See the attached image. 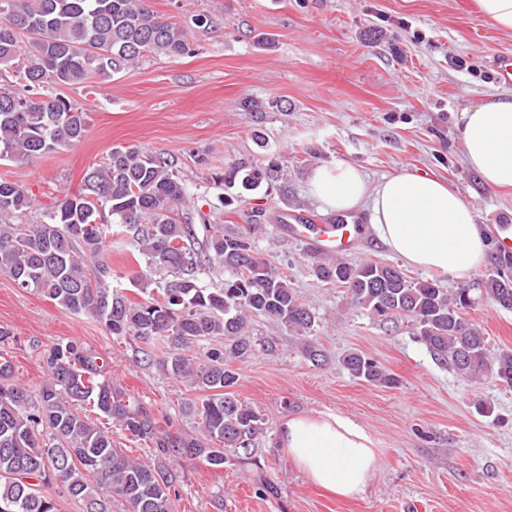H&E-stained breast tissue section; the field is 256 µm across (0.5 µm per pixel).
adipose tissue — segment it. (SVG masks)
Masks as SVG:
<instances>
[{
  "label": "adipose tissue",
  "mask_w": 512,
  "mask_h": 512,
  "mask_svg": "<svg viewBox=\"0 0 512 512\" xmlns=\"http://www.w3.org/2000/svg\"><path fill=\"white\" fill-rule=\"evenodd\" d=\"M463 153L485 186L512 188V98L487 95L457 117ZM328 210L369 208L377 239L403 264L469 279L487 260L489 242L473 207L440 179L403 170L370 183L355 165H322L309 180ZM280 443L314 485L346 498L363 494L378 455L367 430L323 412L283 420Z\"/></svg>",
  "instance_id": "obj_1"
}]
</instances>
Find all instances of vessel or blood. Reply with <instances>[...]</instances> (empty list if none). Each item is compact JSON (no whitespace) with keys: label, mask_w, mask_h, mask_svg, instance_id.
<instances>
[{"label":"vessel or blood","mask_w":512,"mask_h":512,"mask_svg":"<svg viewBox=\"0 0 512 512\" xmlns=\"http://www.w3.org/2000/svg\"><path fill=\"white\" fill-rule=\"evenodd\" d=\"M282 232L308 241L311 249L322 253H342L358 244L366 220L358 214L339 215L331 223H315L308 212L281 209L278 213Z\"/></svg>","instance_id":"b4317fda"}]
</instances>
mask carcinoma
<instances>
[{"label":"carcinoma","instance_id":"1","mask_svg":"<svg viewBox=\"0 0 512 512\" xmlns=\"http://www.w3.org/2000/svg\"><path fill=\"white\" fill-rule=\"evenodd\" d=\"M194 51L189 31L150 9L148 0H0V160L37 157L80 142L86 113L49 89L111 77L146 55L183 57ZM284 177L282 165L232 168L224 181L245 191ZM190 199L173 157L137 146H118L88 169L78 193L56 200L43 224H14L31 208L20 184L0 178V272L74 314H89L109 333L133 337L161 351L160 365L200 392L182 411L200 435L171 429L130 393L112 383L107 361L71 340L43 355L47 380L33 395L14 380L6 345L14 333L0 327V512H56L39 487L57 483L82 501L83 512H175L176 479L164 464L201 461L221 468L224 451L250 454L267 419L228 388L240 363L264 349L250 321L264 317L292 330L315 365L326 353L309 335L315 316L286 275L255 251L250 238L224 233L222 224H180L175 212ZM127 241L146 267L173 274L157 281L135 276L142 301L119 287L126 272L105 260L112 237ZM493 270L477 290L512 311V265L492 253ZM219 264L229 272L220 288L199 285L198 273ZM313 272L323 286L343 288L351 304L385 326L410 323L433 359L462 378L492 371L512 387V354H493L466 319L472 289L452 292L439 281H410L397 267L374 260L350 263L320 258ZM224 340L205 359L191 356L203 341ZM354 379L397 388L400 379L374 357L354 350L342 359ZM88 405L97 419L79 412ZM135 446L152 449L159 463L132 457L112 440V428Z\"/></svg>","mask_w":512,"mask_h":512}]
</instances>
